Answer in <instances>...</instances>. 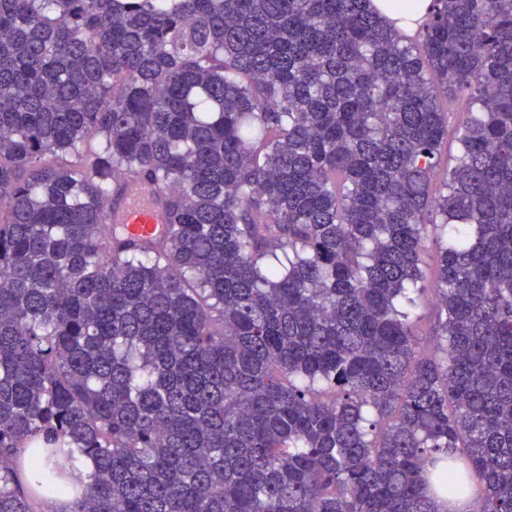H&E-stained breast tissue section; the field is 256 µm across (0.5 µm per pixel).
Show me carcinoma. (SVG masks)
Masks as SVG:
<instances>
[{"label": "carcinoma", "instance_id": "1", "mask_svg": "<svg viewBox=\"0 0 512 512\" xmlns=\"http://www.w3.org/2000/svg\"><path fill=\"white\" fill-rule=\"evenodd\" d=\"M131 181L164 235L110 223ZM472 480L512 512V0L412 36L370 0H0V512H457ZM431 290H427L421 298L420 304L416 309V313L423 316V322L418 327L419 342L423 347L433 349V337L431 336V325L437 318V308L431 303Z\"/></svg>", "mask_w": 512, "mask_h": 512}]
</instances>
